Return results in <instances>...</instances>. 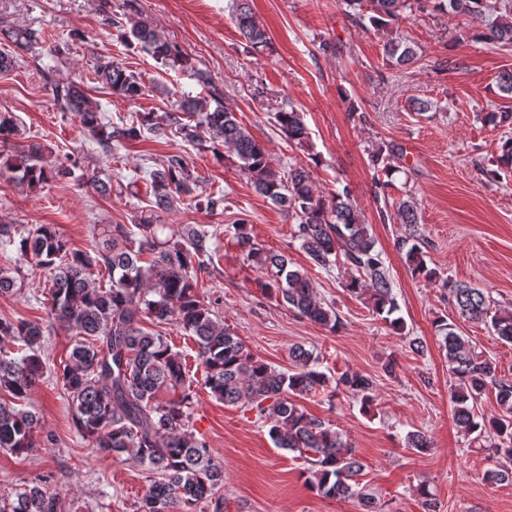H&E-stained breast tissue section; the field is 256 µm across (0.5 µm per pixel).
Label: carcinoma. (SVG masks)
<instances>
[{"instance_id":"obj_1","label":"carcinoma","mask_w":512,"mask_h":512,"mask_svg":"<svg viewBox=\"0 0 512 512\" xmlns=\"http://www.w3.org/2000/svg\"><path fill=\"white\" fill-rule=\"evenodd\" d=\"M251 2L233 0L231 16L246 51L256 54L268 48L269 36ZM344 2L352 9L350 18L361 26L367 20L374 28L388 30L417 12L451 13L472 24L475 38L502 47L512 45V0ZM106 21L154 58L173 65L182 63L179 49L149 22L116 11L109 13ZM0 34L16 47L11 53L0 52V72L14 68L18 52H27L39 43L26 29L1 28ZM383 50L399 67L418 60L417 50L400 37L387 38ZM94 74L127 101H135L145 92L137 75L109 56L96 58ZM45 77L61 110L80 114L83 127L104 148L114 141H140L148 134L171 133L195 143L201 141L198 129H206L212 143L234 150L257 193L295 215L294 235L312 265L328 269L343 261L349 270L346 288L350 292L369 295L378 315L390 316L398 309L384 252L350 191L345 188L327 198L315 194L310 171L303 165H291L287 175H282L265 146L229 108L219 102L212 108L206 100L187 94L176 101L162 122L153 112H138L127 122L106 125L99 107L80 84L54 82L49 71ZM274 123L288 143L305 149L309 132L304 113L283 108L274 114ZM19 133L17 118L1 112L0 146H11ZM402 155L403 150L391 144L369 153V167L386 177L380 185H391V177L399 171L392 161ZM75 168L77 161L70 156L48 163L44 149L34 144L22 147L6 165L12 178L28 187L69 178ZM141 181L150 208L133 224L94 225L95 244L89 250L70 248L52 224L23 231L13 224L0 225L1 245L18 243L21 256L49 270L45 294L52 319L48 325L0 319V344L19 342L26 349L19 358L0 351V452L22 455L33 447L38 418L28 409V399L43 375L40 352L46 337L60 329L73 337L57 377L70 400L77 433L96 451L123 456L155 475L141 499L140 512H192L199 503L212 500L216 501L215 512H220L224 466L212 457L206 442L189 430L191 396L185 360L160 332L144 327L147 321L175 324L198 346L204 385L211 397L256 412L276 447L297 452L309 461L308 483L322 496L356 497L363 506H370L368 498L356 490L363 463L354 448L331 421L311 415L297 399L332 383L334 392L350 394L362 408L369 409L375 399L372 377L344 371L332 381L319 370V356L301 345L291 348V367L286 370L254 357L197 292L198 271L213 253L209 235L194 224H184L170 233L168 225L160 223L162 214L178 202L213 213L223 206L224 197L205 192L200 178L180 154L167 156L147 171L146 177L129 181L127 188L137 194ZM376 203L382 219L388 218L390 207L397 209L404 233L396 247L404 254L411 274L435 277V269L428 267L425 259L424 241L417 235L415 203L401 200L392 205L386 196L376 197ZM233 229V238L246 258L267 270L265 287L276 298L300 317L336 329V311L316 296L307 272L292 267L285 255L258 247L247 232L246 221L239 220ZM445 287L462 319L490 323L497 338L512 345L511 312L490 314V304L480 288L448 281ZM438 327L453 378L450 395L458 430L466 436L494 440L495 454L512 460V381L496 377L493 363L472 340L456 332V325L440 323ZM490 387L501 414L487 418L477 414L475 406ZM406 443L418 452L432 448L430 437L421 431L408 433ZM483 479L512 485V467L489 470ZM0 512L60 510L56 500L34 484L0 506Z\"/></svg>"}]
</instances>
